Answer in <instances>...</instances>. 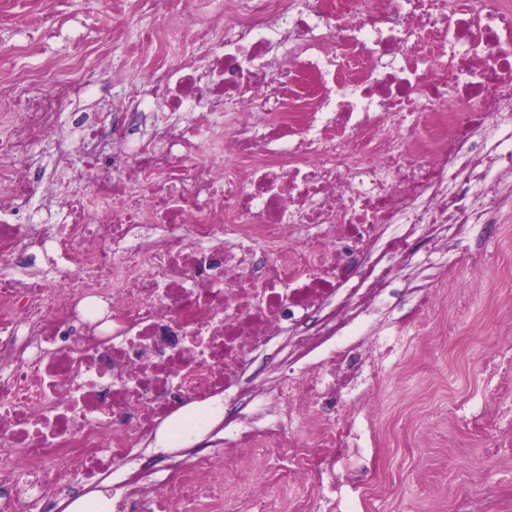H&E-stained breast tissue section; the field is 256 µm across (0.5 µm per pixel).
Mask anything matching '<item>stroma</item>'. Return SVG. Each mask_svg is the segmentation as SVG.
<instances>
[{
  "instance_id": "35a3bbf8",
  "label": "stroma",
  "mask_w": 512,
  "mask_h": 512,
  "mask_svg": "<svg viewBox=\"0 0 512 512\" xmlns=\"http://www.w3.org/2000/svg\"><path fill=\"white\" fill-rule=\"evenodd\" d=\"M223 7L224 0H192L174 36V25L140 11L139 0H112L108 7L102 0H0V64L16 81L48 89L78 78L104 54L129 80L144 82L156 67L184 56L205 65L190 29ZM481 253L512 256V242L473 234L448 249L427 244L419 252L440 279L454 282L464 308L444 341L416 333L406 276L392 279L383 334L402 352L400 371L376 390L363 381L356 394L376 393L396 425L379 441L364 432L358 447L347 450L335 488L317 493L316 512H455L453 493L474 477L512 488V447H490L483 419L498 390L481 368L498 342L487 325V292L501 282L473 285L466 267Z\"/></svg>"
}]
</instances>
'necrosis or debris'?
I'll list each match as a JSON object with an SVG mask.
<instances>
[{"instance_id": "1", "label": "necrosis or debris", "mask_w": 512, "mask_h": 512, "mask_svg": "<svg viewBox=\"0 0 512 512\" xmlns=\"http://www.w3.org/2000/svg\"><path fill=\"white\" fill-rule=\"evenodd\" d=\"M209 62L126 82L109 111L60 115L104 75L16 83L0 114V512H314L382 405L324 401L385 380L375 308L419 239L499 232L512 183V0H224L196 25ZM55 138L50 176L31 148ZM87 158L71 165L74 148ZM238 165L228 168L225 158ZM89 192L69 193L71 182ZM56 275L17 279L42 254ZM274 397L163 479L137 463L183 409ZM286 449L289 466L270 451ZM266 467L268 483L248 484ZM77 499V500H75ZM65 512H113L112 495L108 492L98 491L85 498H75Z\"/></svg>"}]
</instances>
